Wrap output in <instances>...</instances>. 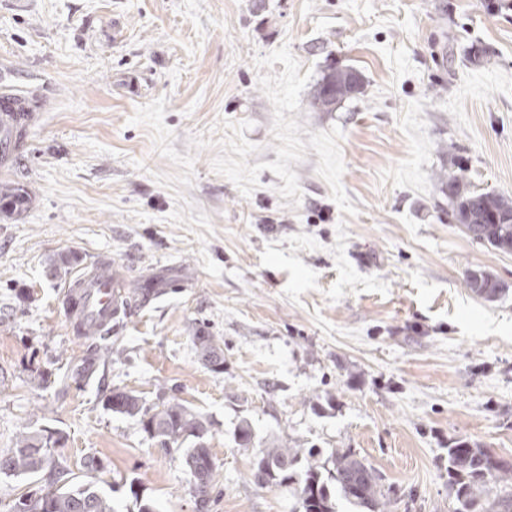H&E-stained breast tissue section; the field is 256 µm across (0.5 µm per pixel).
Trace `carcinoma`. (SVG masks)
I'll use <instances>...</instances> for the list:
<instances>
[{
    "instance_id": "obj_1",
    "label": "carcinoma",
    "mask_w": 512,
    "mask_h": 512,
    "mask_svg": "<svg viewBox=\"0 0 512 512\" xmlns=\"http://www.w3.org/2000/svg\"><path fill=\"white\" fill-rule=\"evenodd\" d=\"M361 77L352 68H331L317 83L313 106L330 111L343 98L359 91ZM13 123L0 127V144L10 150L20 147L26 128V116L33 111L26 98L16 95ZM448 199L465 233L474 241L488 244L505 253H512V224H489L480 234L479 224L486 221L488 212L512 214V201L490 192L469 189L462 179L448 180ZM27 203V192L21 187L6 186L0 191V206L17 210ZM469 288L487 301L495 300L506 291L507 285L486 271L468 274ZM158 292L151 288H135L120 297V312L127 313L133 306L144 307ZM112 327L100 333H87L92 342L93 355L87 357L82 368L71 372V378L82 380L93 372L96 362L112 357L108 334ZM199 358L213 367L224 363V351L218 340L201 331L193 337ZM114 413L128 416L142 414L144 430L165 447L184 448L185 462L191 476L201 477L206 486L213 481V467L197 469L201 460L210 458L206 420L181 400L173 398L156 407L153 413L144 408L141 398L131 392H114L107 399ZM288 469H282V465ZM47 468H55L48 435L41 430L22 432L15 447L0 456V474L31 479ZM265 472L263 487L293 485L298 497L299 512H335L336 497L340 496L364 512H388L391 505L390 489L380 483L374 470L359 459L349 448H337L323 461L310 454L302 461L301 449L284 448L273 444L260 450L253 473ZM64 472L58 470L54 479L34 497H19L15 512H117L112 501L91 481L61 483ZM448 490L457 502L456 512H512V466L505 467L490 449L459 440L448 447Z\"/></svg>"
}]
</instances>
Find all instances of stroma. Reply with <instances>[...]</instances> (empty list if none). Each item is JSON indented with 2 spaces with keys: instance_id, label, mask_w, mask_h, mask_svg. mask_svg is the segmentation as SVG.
<instances>
[{
  "instance_id": "1",
  "label": "stroma",
  "mask_w": 512,
  "mask_h": 512,
  "mask_svg": "<svg viewBox=\"0 0 512 512\" xmlns=\"http://www.w3.org/2000/svg\"><path fill=\"white\" fill-rule=\"evenodd\" d=\"M488 4L0 0V95L35 114L0 165L29 195L0 211V454L42 430L118 512H196L182 450L107 408L131 391L206 419L208 512H296L253 481L272 443L352 449L392 512H455L456 439L512 461V253L469 238L447 189L512 199V9ZM331 65L362 89L312 109ZM101 261L161 294L77 384L64 291ZM473 270L506 293L476 296ZM193 344L199 358L213 367H219L224 363V351L215 336L199 331L193 336Z\"/></svg>"
}]
</instances>
